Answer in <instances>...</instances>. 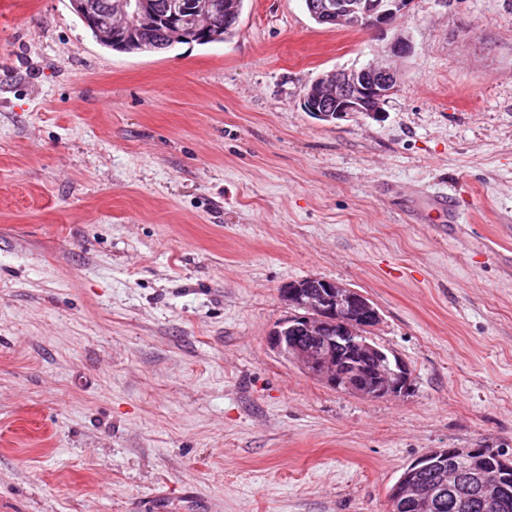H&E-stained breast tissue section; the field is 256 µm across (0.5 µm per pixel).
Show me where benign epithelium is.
<instances>
[{
  "mask_svg": "<svg viewBox=\"0 0 512 512\" xmlns=\"http://www.w3.org/2000/svg\"><path fill=\"white\" fill-rule=\"evenodd\" d=\"M413 0H307L317 22L336 29L394 31L381 56L360 68L336 69L318 77L303 96L308 112H334L341 120L356 115L378 116L402 77L398 62L409 55L412 44L399 29ZM164 21L175 38L210 33L218 14L199 0H120L114 24L100 28V40L111 42L119 34L152 27ZM288 303L299 310L276 326L268 336L270 347L308 374L349 393L381 399L405 393L410 387L407 366L377 347L368 333L381 321L378 308L361 292L334 281L288 287ZM301 331L302 337L291 336ZM489 461L483 448L433 449L413 463L393 486L391 495L419 512H434L449 496L460 506L479 499L494 512L509 494L508 471L486 476ZM435 471L439 480L426 479Z\"/></svg>",
  "mask_w": 512,
  "mask_h": 512,
  "instance_id": "1",
  "label": "benign epithelium"
}]
</instances>
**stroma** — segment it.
<instances>
[{
  "label": "stroma",
  "mask_w": 512,
  "mask_h": 512,
  "mask_svg": "<svg viewBox=\"0 0 512 512\" xmlns=\"http://www.w3.org/2000/svg\"><path fill=\"white\" fill-rule=\"evenodd\" d=\"M401 25L381 116L329 122L308 86L389 39L304 0L133 54L0 0V512H389L430 449L512 459V0ZM411 188L462 223L412 222ZM309 277L375 303L406 394L269 347Z\"/></svg>",
  "instance_id": "35a3bbf8"
}]
</instances>
